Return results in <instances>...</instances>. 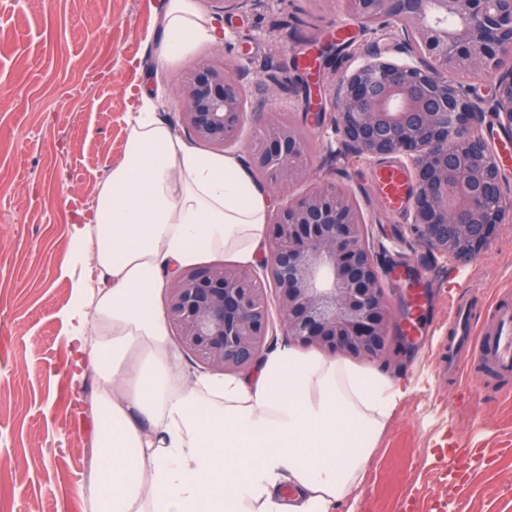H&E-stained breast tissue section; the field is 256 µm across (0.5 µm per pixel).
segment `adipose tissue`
Here are the masks:
<instances>
[{"label":"adipose tissue","instance_id":"1","mask_svg":"<svg viewBox=\"0 0 512 512\" xmlns=\"http://www.w3.org/2000/svg\"><path fill=\"white\" fill-rule=\"evenodd\" d=\"M194 0H167L158 60L211 40ZM123 161L85 243L100 281L79 350L95 376L88 512H335L363 481L403 391L384 372L279 346L239 375L188 376L162 295L199 248L253 263L271 208L240 157L173 137L137 92Z\"/></svg>","mask_w":512,"mask_h":512}]
</instances>
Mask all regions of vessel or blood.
<instances>
[{
  "label": "vessel or blood",
  "instance_id": "obj_1",
  "mask_svg": "<svg viewBox=\"0 0 512 512\" xmlns=\"http://www.w3.org/2000/svg\"><path fill=\"white\" fill-rule=\"evenodd\" d=\"M374 181L381 205L392 212L405 211L410 203V180L403 166L388 162L374 172ZM395 275L409 292V313L402 322L407 336L421 334L418 319L428 307L426 283L422 272L405 263ZM448 358L446 369L450 378L463 381L473 366L506 380L512 378V301L499 299L488 307V316L477 321L470 299L456 300L448 317Z\"/></svg>",
  "mask_w": 512,
  "mask_h": 512
}]
</instances>
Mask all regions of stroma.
I'll use <instances>...</instances> for the list:
<instances>
[{
  "label": "stroma",
  "instance_id": "35a3bbf8",
  "mask_svg": "<svg viewBox=\"0 0 512 512\" xmlns=\"http://www.w3.org/2000/svg\"><path fill=\"white\" fill-rule=\"evenodd\" d=\"M223 38L192 47L163 64L156 46L164 0H0V512H87L80 487L96 424L87 409L95 378L76 336L90 325L84 297L94 283L90 248L78 247L99 183L121 163L135 116L130 93L144 89L173 135L179 86L193 64L224 56L248 70V99L267 100L254 58L273 68L301 64V51L349 25L343 0H195ZM303 20L289 36L276 24ZM399 63L408 46L385 27L357 37L343 59L316 66L309 82L321 105L277 96L286 120L307 129L310 178L294 194L328 182L346 186L371 242L383 246L385 286L395 312L407 291L390 269L411 262L430 284L426 345L402 337L392 361L376 362L405 392L376 439L364 481L336 512H512V399L498 398L472 372L449 382L440 362L448 312L458 297L492 299L512 288V211L491 228L486 244L466 258L429 252L416 242L409 213L377 201L375 162L329 157L331 93L367 48ZM473 452L462 475L448 474L450 450Z\"/></svg>",
  "mask_w": 512,
  "mask_h": 512
}]
</instances>
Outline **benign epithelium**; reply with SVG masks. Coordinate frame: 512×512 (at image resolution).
<instances>
[{"mask_svg":"<svg viewBox=\"0 0 512 512\" xmlns=\"http://www.w3.org/2000/svg\"><path fill=\"white\" fill-rule=\"evenodd\" d=\"M360 26L396 24L418 54L400 65L370 55L334 83L332 131L367 160L406 157L415 171L412 230L426 248L468 253L502 222L506 200L496 157L482 136L485 115L512 128V0H345ZM461 79L448 81V73ZM495 81L491 95L471 81ZM180 127L222 151L247 121L261 134L251 165L286 190L308 180L302 130L274 107L248 109L241 70L227 60L191 67L181 84ZM349 193L334 185L290 197L271 219L260 278L250 266L187 269L166 288V317L180 348L213 371L237 373L267 350L276 289L286 342L330 356L387 359L398 331L375 247Z\"/></svg>","mask_w":512,"mask_h":512,"instance_id":"benign-epithelium-1","label":"benign epithelium"}]
</instances>
